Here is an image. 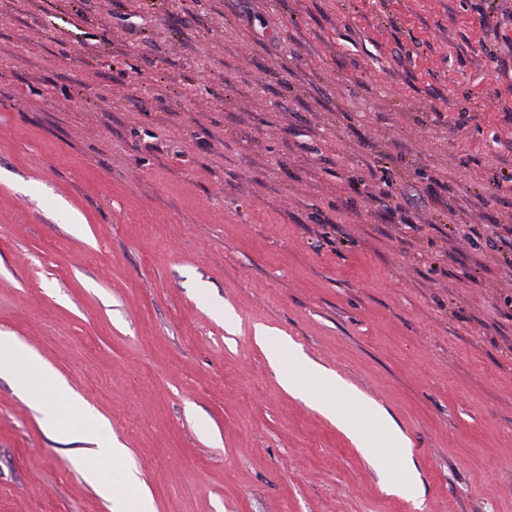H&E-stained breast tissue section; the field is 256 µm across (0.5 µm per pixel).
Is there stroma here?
Instances as JSON below:
<instances>
[{
  "instance_id": "1",
  "label": "stroma",
  "mask_w": 512,
  "mask_h": 512,
  "mask_svg": "<svg viewBox=\"0 0 512 512\" xmlns=\"http://www.w3.org/2000/svg\"><path fill=\"white\" fill-rule=\"evenodd\" d=\"M512 0H0V332L153 512H512ZM287 336L420 497L280 384ZM0 376V512H109ZM255 339L275 369L282 387L293 395L306 399L314 408L342 427L346 433L365 448V452L379 465L386 459V448H401L399 463L381 467L389 489L408 500H416L415 469L412 452L402 438L389 426L379 410L360 401L336 379V375L313 364L302 350L285 336H274L266 327H257ZM358 401L364 409L363 417L344 415L343 402ZM5 373L19 375L21 382L18 386L22 391L32 387L34 375L39 377L43 390L51 397V401L44 406V412L54 419L56 431L69 443L91 441L96 444L97 448L87 458V466L92 474L96 475L104 469V465L123 458L124 448L112 435L108 424L92 410L87 408L85 419L77 424L58 420L60 410L78 403L79 399L67 383L47 366L31 361L12 336L0 333V374Z\"/></svg>"
}]
</instances>
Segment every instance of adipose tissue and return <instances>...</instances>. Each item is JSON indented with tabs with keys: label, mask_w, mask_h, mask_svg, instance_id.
<instances>
[{
	"label": "adipose tissue",
	"mask_w": 512,
	"mask_h": 512,
	"mask_svg": "<svg viewBox=\"0 0 512 512\" xmlns=\"http://www.w3.org/2000/svg\"><path fill=\"white\" fill-rule=\"evenodd\" d=\"M255 339L286 391L306 399L342 427L359 447L380 464L382 475L393 493L409 500L416 499L412 452L375 406L364 404V414L360 417L341 413V403L353 400L354 395L338 381L335 374L310 362L287 337L274 335L268 328L257 327ZM5 373L19 375V387L24 391L31 388L33 379H40L50 397L44 411L49 417L55 418L56 431L70 443H94L95 448L87 459L91 473H98L104 465L122 459L124 450L121 444L108 424L93 411H86L84 420L77 424L58 421L60 410L76 404L77 396L47 366L28 359L13 337L0 333V374ZM388 448L399 449V462L386 463L384 451Z\"/></svg>",
	"instance_id": "ef3b65f1"
}]
</instances>
